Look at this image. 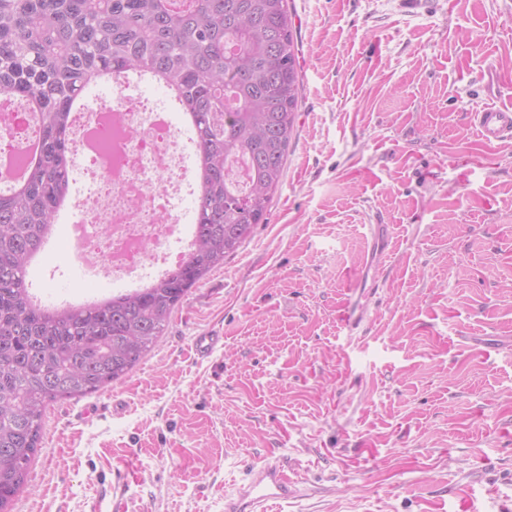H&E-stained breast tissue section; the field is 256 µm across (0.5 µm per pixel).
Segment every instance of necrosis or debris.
Here are the masks:
<instances>
[{"mask_svg":"<svg viewBox=\"0 0 512 512\" xmlns=\"http://www.w3.org/2000/svg\"><path fill=\"white\" fill-rule=\"evenodd\" d=\"M76 148L83 153L87 188L73 234L80 262L100 272L145 284L165 274L192 247V233L177 205L195 191V175L181 150L183 130L167 109L116 89L82 114ZM34 130L29 113L0 103V186L27 151Z\"/></svg>","mask_w":512,"mask_h":512,"instance_id":"4bbe7bcc","label":"necrosis or debris"}]
</instances>
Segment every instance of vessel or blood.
Segmentation results:
<instances>
[{"label":"vessel or blood","instance_id":"vessel-or-blood-1","mask_svg":"<svg viewBox=\"0 0 512 512\" xmlns=\"http://www.w3.org/2000/svg\"><path fill=\"white\" fill-rule=\"evenodd\" d=\"M472 120L485 141L512 138V109L487 108L473 113ZM223 345V334L213 330L193 339V350L200 358L210 357ZM295 491V484L279 458L271 454L261 465L251 468L247 482L235 494L225 497L224 512H268L269 502L288 499Z\"/></svg>","mask_w":512,"mask_h":512}]
</instances>
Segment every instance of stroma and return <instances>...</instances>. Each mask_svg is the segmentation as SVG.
I'll use <instances>...</instances> for the list:
<instances>
[{"instance_id":"1","label":"stroma","mask_w":512,"mask_h":512,"mask_svg":"<svg viewBox=\"0 0 512 512\" xmlns=\"http://www.w3.org/2000/svg\"><path fill=\"white\" fill-rule=\"evenodd\" d=\"M288 8L301 112L264 223L126 379L49 406L12 512H224L271 451L299 488L272 512H512V140L469 118L512 109V0ZM33 264L49 305L121 289L63 222ZM223 346L224 336L218 331H206L193 339V350L198 358H208Z\"/></svg>"}]
</instances>
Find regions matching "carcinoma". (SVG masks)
<instances>
[{
    "label": "carcinoma",
    "instance_id": "carcinoma-1",
    "mask_svg": "<svg viewBox=\"0 0 512 512\" xmlns=\"http://www.w3.org/2000/svg\"><path fill=\"white\" fill-rule=\"evenodd\" d=\"M111 72L148 75L194 118L195 240L143 288L86 306L33 301L31 261L68 200L71 105ZM288 0H0V99L38 116L26 182L0 191V512L46 407L127 377L172 313L265 220L298 117Z\"/></svg>",
    "mask_w": 512,
    "mask_h": 512
}]
</instances>
